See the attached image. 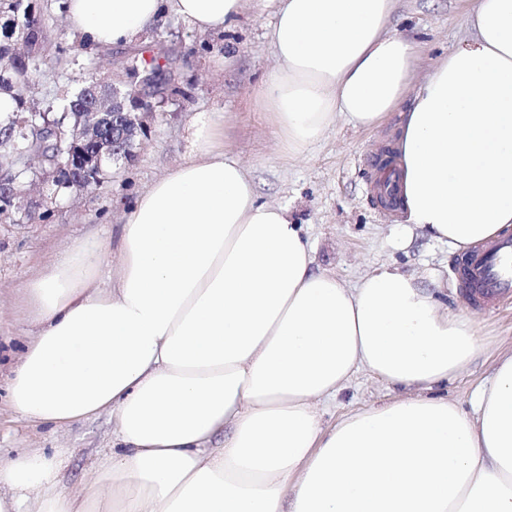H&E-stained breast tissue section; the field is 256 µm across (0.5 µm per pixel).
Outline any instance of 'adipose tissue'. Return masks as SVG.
I'll use <instances>...</instances> for the list:
<instances>
[{
    "label": "adipose tissue",
    "instance_id": "obj_1",
    "mask_svg": "<svg viewBox=\"0 0 512 512\" xmlns=\"http://www.w3.org/2000/svg\"><path fill=\"white\" fill-rule=\"evenodd\" d=\"M249 2L66 0L65 17L108 48L169 14L220 31ZM275 2L280 66L254 94L286 155L336 117L396 113L404 223L456 252L512 226V0H467L468 40L421 76L395 0ZM218 137L197 114L188 159L136 195L119 241L77 240L23 284L12 411L114 427L81 492L65 449L0 459V512H512V354L472 412L433 396L482 353L474 320L399 270L351 287L316 267ZM360 369L409 396L323 426Z\"/></svg>",
    "mask_w": 512,
    "mask_h": 512
}]
</instances>
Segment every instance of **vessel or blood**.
Wrapping results in <instances>:
<instances>
[{"mask_svg":"<svg viewBox=\"0 0 512 512\" xmlns=\"http://www.w3.org/2000/svg\"><path fill=\"white\" fill-rule=\"evenodd\" d=\"M459 274L469 306L512 297V236H501L469 252Z\"/></svg>","mask_w":512,"mask_h":512,"instance_id":"b4317fda","label":"vessel or blood"}]
</instances>
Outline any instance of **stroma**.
I'll list each match as a JSON object with an SVG mask.
<instances>
[{
	"label": "stroma",
	"mask_w": 512,
	"mask_h": 512,
	"mask_svg": "<svg viewBox=\"0 0 512 512\" xmlns=\"http://www.w3.org/2000/svg\"><path fill=\"white\" fill-rule=\"evenodd\" d=\"M272 0H251L233 34L236 55L224 61L221 32L199 33L184 21L167 16L157 27L166 36L172 67L183 90L164 111L150 114L147 131L133 149L131 161L113 166L103 184L52 194L48 186L31 187L16 203L9 219L0 221V379L22 351L29 325L19 306V288L57 253L97 233L118 237L137 193L189 156L191 121L196 112L215 113L224 125V149L247 167L258 198L287 206L302 224L314 249L317 267L336 273L347 285L387 265L437 284L453 310H466L457 271L461 253L407 230L401 217H387L370 191L379 171L375 157L393 150L396 120L368 131L336 121L301 157H286L272 133L253 89L274 66L271 32ZM393 32L421 46L419 72L447 55L469 32L461 0H395ZM151 32L132 44L83 50L98 77L123 78L127 55L151 49ZM484 352L465 365L443 393L462 410L472 408L476 389L492 375L500 354L512 352V298L473 311ZM394 389L366 371L356 372L335 401L320 405L323 425L330 426L354 411L395 398ZM113 421L103 414L64 428L35 425L18 418L0 390V457L25 448L69 451L65 481L77 487L100 449L112 445Z\"/></svg>",
	"instance_id": "obj_1"
}]
</instances>
